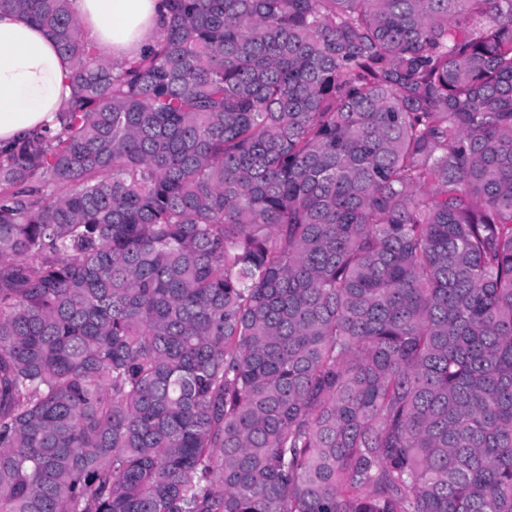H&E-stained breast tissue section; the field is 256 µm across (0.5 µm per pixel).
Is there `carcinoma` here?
I'll return each mask as SVG.
<instances>
[{
	"instance_id": "1",
	"label": "carcinoma",
	"mask_w": 512,
	"mask_h": 512,
	"mask_svg": "<svg viewBox=\"0 0 512 512\" xmlns=\"http://www.w3.org/2000/svg\"><path fill=\"white\" fill-rule=\"evenodd\" d=\"M0 151V512H512V0H168Z\"/></svg>"
}]
</instances>
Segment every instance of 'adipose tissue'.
<instances>
[{
    "instance_id": "obj_1",
    "label": "adipose tissue",
    "mask_w": 512,
    "mask_h": 512,
    "mask_svg": "<svg viewBox=\"0 0 512 512\" xmlns=\"http://www.w3.org/2000/svg\"><path fill=\"white\" fill-rule=\"evenodd\" d=\"M167 0H72L87 38L112 61L152 45L164 28ZM70 65L38 25L0 13V147L52 125L70 94Z\"/></svg>"
}]
</instances>
